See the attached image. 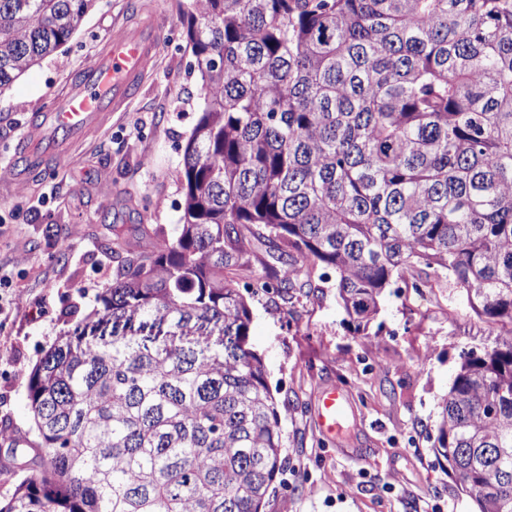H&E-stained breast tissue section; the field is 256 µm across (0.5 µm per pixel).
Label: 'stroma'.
I'll return each instance as SVG.
<instances>
[{"label": "stroma", "mask_w": 512, "mask_h": 512, "mask_svg": "<svg viewBox=\"0 0 512 512\" xmlns=\"http://www.w3.org/2000/svg\"><path fill=\"white\" fill-rule=\"evenodd\" d=\"M143 12L164 23L152 74L124 111L67 160L29 180L11 175L33 113L70 86L98 50ZM179 0H97L72 39L0 90V423L31 428L28 376L111 287L110 246L149 253L156 232L175 236L183 147L198 118L200 77ZM237 278L253 313L248 346L267 366L288 468L264 512H474L433 437L438 405L464 353L495 349L502 326L476 317L437 278L387 289L370 320L351 319L336 273L288 298L256 286L265 249ZM333 385L348 422L340 437L316 425V396Z\"/></svg>", "instance_id": "stroma-1"}]
</instances>
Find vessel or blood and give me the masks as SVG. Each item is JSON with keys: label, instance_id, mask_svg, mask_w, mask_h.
Instances as JSON below:
<instances>
[{"label": "vessel or blood", "instance_id": "1", "mask_svg": "<svg viewBox=\"0 0 512 512\" xmlns=\"http://www.w3.org/2000/svg\"><path fill=\"white\" fill-rule=\"evenodd\" d=\"M160 47L161 31L152 15L114 35L74 88L59 93L50 107L31 117L20 140L22 152L43 166L63 160L76 143L137 96ZM347 417L345 399L336 386L321 389L319 429L338 436Z\"/></svg>", "mask_w": 512, "mask_h": 512}]
</instances>
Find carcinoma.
Returning <instances> with one entry per match:
<instances>
[{
  "label": "carcinoma",
  "mask_w": 512,
  "mask_h": 512,
  "mask_svg": "<svg viewBox=\"0 0 512 512\" xmlns=\"http://www.w3.org/2000/svg\"><path fill=\"white\" fill-rule=\"evenodd\" d=\"M95 0H0V90ZM203 103L177 235L118 256L100 308L32 369L38 441L0 512H261L286 467L252 311L251 238L283 294L336 271L367 319L448 278L512 325V0H191ZM433 448L477 512H512V330L464 357Z\"/></svg>",
  "instance_id": "obj_1"
}]
</instances>
